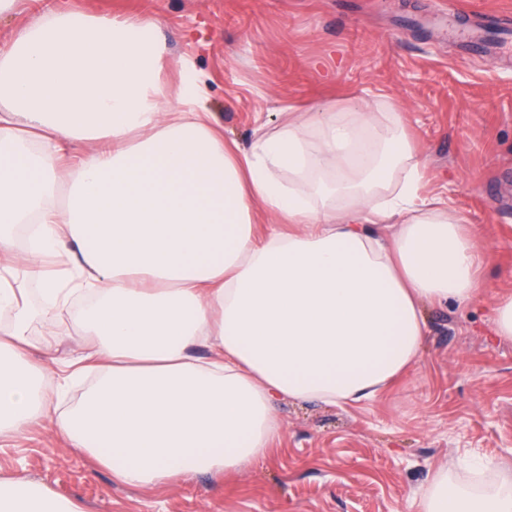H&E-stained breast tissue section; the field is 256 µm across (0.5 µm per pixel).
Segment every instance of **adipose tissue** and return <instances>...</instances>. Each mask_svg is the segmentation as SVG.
<instances>
[{"label":"adipose tissue","mask_w":512,"mask_h":512,"mask_svg":"<svg viewBox=\"0 0 512 512\" xmlns=\"http://www.w3.org/2000/svg\"><path fill=\"white\" fill-rule=\"evenodd\" d=\"M165 56L150 19L53 7L0 48V437L56 420L136 488L245 472L280 437L278 399H373L417 362L422 305L479 291L477 240L422 191L394 113L325 106L232 149L199 85L166 89ZM262 213L279 228L258 234ZM63 313L87 342L59 386L95 380L54 417L26 354ZM416 506L512 512V474L441 468ZM0 512L81 510L4 478Z\"/></svg>","instance_id":"obj_1"}]
</instances>
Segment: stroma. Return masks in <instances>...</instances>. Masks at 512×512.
Segmentation results:
<instances>
[{
	"label": "stroma",
	"instance_id": "obj_1",
	"mask_svg": "<svg viewBox=\"0 0 512 512\" xmlns=\"http://www.w3.org/2000/svg\"><path fill=\"white\" fill-rule=\"evenodd\" d=\"M153 20L165 79L197 81L228 142L248 147L291 112L358 101L396 113L426 192L475 235L479 294L426 306L416 365L365 403L278 400L282 435L238 475L134 489L52 424L0 438V477L27 478L84 512H415L434 471L512 469V341L492 334L512 292V71L450 42L437 10L512 13V0H59Z\"/></svg>",
	"mask_w": 512,
	"mask_h": 512
}]
</instances>
